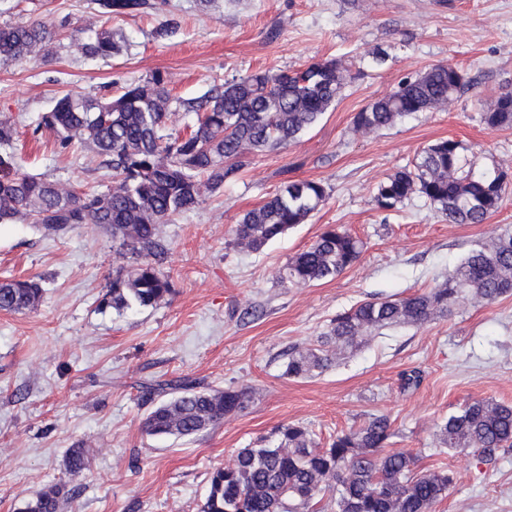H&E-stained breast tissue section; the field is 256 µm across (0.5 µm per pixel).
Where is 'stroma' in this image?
I'll use <instances>...</instances> for the list:
<instances>
[{
    "label": "stroma",
    "instance_id": "35a3bbf8",
    "mask_svg": "<svg viewBox=\"0 0 512 512\" xmlns=\"http://www.w3.org/2000/svg\"><path fill=\"white\" fill-rule=\"evenodd\" d=\"M150 2L110 16L97 0H0V25L69 20L52 55L0 64V117L17 130L10 150L24 172L79 192L110 187L92 147L67 153L52 131L34 128L38 113L67 94L110 97L159 74L173 96L199 97L255 71L290 73L330 59L345 61L354 78L295 142L251 156L220 192L163 225L174 291L156 306L103 307L113 274L129 264L105 229L0 224V278L44 288L35 309L0 311V512H19L59 482L76 491L63 512H199L211 472L238 449L271 445L293 423L326 445L379 413L418 469L450 475L435 512H512V449L483 461L436 437L468 402L512 403V295L491 304L467 298L449 316L384 331L314 377L283 374L286 352L312 344L337 314L431 289L473 244L512 230V188L482 224L448 223L415 195L393 211L374 202L380 182L448 137L478 164L512 174V127L492 130L483 120L512 88V0ZM101 28L121 51L84 58L78 43ZM448 62L468 81L448 110L373 135L355 131V114L375 98ZM304 179L329 192L307 223L258 252L234 245L246 211ZM330 224L364 241L360 260L305 288L281 283L279 269ZM410 374L417 384L406 385ZM184 378L201 389L248 388L255 398L199 436L147 435L142 423L162 399L156 384ZM71 448L89 458L77 476L64 465Z\"/></svg>",
    "mask_w": 512,
    "mask_h": 512
}]
</instances>
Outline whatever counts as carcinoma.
I'll return each instance as SVG.
<instances>
[{"label": "carcinoma", "mask_w": 512, "mask_h": 512, "mask_svg": "<svg viewBox=\"0 0 512 512\" xmlns=\"http://www.w3.org/2000/svg\"><path fill=\"white\" fill-rule=\"evenodd\" d=\"M104 13H132L146 0H98ZM90 58L120 51L112 31L92 32L81 43ZM53 51L52 31L42 23L0 25V63ZM354 78L340 60L312 62L293 73L256 71L227 80L199 98L172 97L162 75L130 84L108 99L65 95L41 113L37 128L56 135L62 150L92 146L113 186L79 193L60 183L25 173L12 153L0 154V224L27 221L54 232L76 224L112 232L117 250L134 258L112 277V307H147L171 293V280L160 268L165 246L161 225L202 203L200 185L212 193L224 188L250 155L280 148L315 126ZM467 85L457 66L436 64L402 80L353 118L356 129L376 134L416 112L441 110ZM197 115L190 133H168L164 118L172 106ZM484 122L512 127V90L499 94ZM505 170L478 168L461 143L441 139L416 153L409 165L381 182L378 208L392 210L414 194L437 207L450 224H482L499 209L509 182ZM329 193L318 180L292 181L263 204L246 211L235 229L234 244L258 252L268 242L305 223ZM363 242L349 231L326 227L307 248L293 256L280 278L292 287L332 280L360 257ZM512 294V232L490 244L477 243L448 279L426 292L374 298L340 313L311 347L288 353L284 375L305 378L327 370L337 351L353 350L366 335L400 324L420 326L452 313L472 295L493 303ZM43 288L34 279L0 281V311L32 310ZM175 395L156 404L143 430L158 437H192L245 410L247 388L199 390L182 379ZM391 422L386 415L368 418L336 435L324 447L308 428L288 425L273 447L241 448L233 465L210 476L201 512H321L326 495L336 512H432L445 497L450 477L444 471L418 472L407 449H389ZM440 443L460 455L493 457L512 448V405L493 399L465 404L439 426ZM86 467L85 451L71 448L65 468L72 475ZM75 490L65 483L48 486L26 499L19 512H62Z\"/></svg>", "instance_id": "cac0c4a2"}]
</instances>
